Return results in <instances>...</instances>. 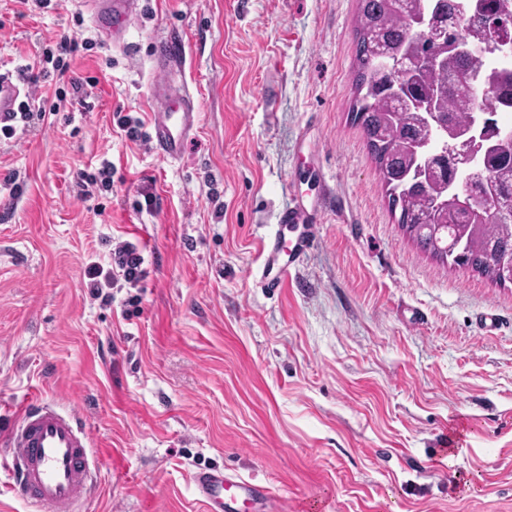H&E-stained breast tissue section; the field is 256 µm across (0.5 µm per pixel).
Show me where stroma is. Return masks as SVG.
<instances>
[{
	"instance_id": "35a3bbf8",
	"label": "stroma",
	"mask_w": 512,
	"mask_h": 512,
	"mask_svg": "<svg viewBox=\"0 0 512 512\" xmlns=\"http://www.w3.org/2000/svg\"><path fill=\"white\" fill-rule=\"evenodd\" d=\"M358 11L143 0L129 56L71 0H0V68L79 44L67 77L30 88L59 112L0 136V407L39 396L76 414L98 461L78 512H204L192 476L217 466L318 512H512V284L425 253L391 212L351 116ZM170 36L203 113L174 165L112 120H149L153 44ZM106 161L112 189L84 195ZM288 204L322 222L272 295L261 245L287 236ZM123 241L147 276L105 302L84 271Z\"/></svg>"
}]
</instances>
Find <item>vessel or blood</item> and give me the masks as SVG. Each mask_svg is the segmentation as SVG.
Instances as JSON below:
<instances>
[{"label":"vessel or blood","instance_id":"b4317fda","mask_svg":"<svg viewBox=\"0 0 512 512\" xmlns=\"http://www.w3.org/2000/svg\"><path fill=\"white\" fill-rule=\"evenodd\" d=\"M94 11V26L113 46L125 47L126 34L140 11L142 0H85ZM154 67L159 75L151 88L149 141L163 162H178L188 138L200 123L199 104L182 79L185 60L174 39L157 40ZM26 81L14 71L0 72V125L13 121ZM292 239L264 240V264L259 284L268 292L286 286L292 270L316 242L321 218L316 211L289 205L277 214ZM7 446L12 458L9 474L15 494L33 503L39 512H74L91 491L90 437L76 416L63 413L44 399L22 404ZM197 497L205 512H240L242 505L271 500V487L226 469L209 468L193 476Z\"/></svg>","mask_w":512,"mask_h":512}]
</instances>
